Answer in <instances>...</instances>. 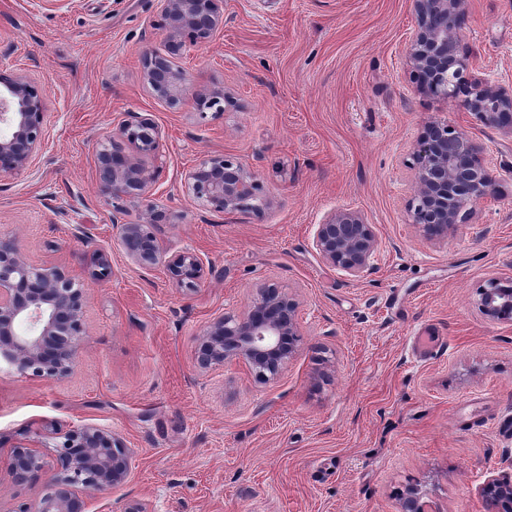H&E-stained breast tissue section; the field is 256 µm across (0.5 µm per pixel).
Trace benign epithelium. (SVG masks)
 <instances>
[{
  "label": "benign epithelium",
  "instance_id": "obj_1",
  "mask_svg": "<svg viewBox=\"0 0 512 512\" xmlns=\"http://www.w3.org/2000/svg\"><path fill=\"white\" fill-rule=\"evenodd\" d=\"M166 53H142L144 78L153 93L173 108L193 98L216 112L235 106L231 92L209 96L192 90L175 59L193 46L209 43L224 25L218 0H157ZM416 29L408 45L411 77L418 91L439 100L454 99L482 123L512 134V87L492 85L473 71L460 33L466 0H412ZM47 89L29 76L0 73V174L28 169L45 140ZM160 133L148 118L123 120L95 154L99 178L112 195V223L127 257L139 267H164L178 287L194 290L203 276L199 255L186 249L169 253L159 227L171 216L154 197V173L147 165L158 156ZM415 191L411 223L432 241H443L470 215L467 206L491 198L495 184L485 149L466 131L431 120L413 154ZM187 195L206 210L234 215L267 205L258 180L231 157L211 156L190 170ZM137 201L143 218L121 223L124 204ZM313 247L327 264L349 277L369 266L377 250L372 226L361 213L341 209L317 225ZM84 288L57 266H34L15 240L0 239V358L17 371L48 379L69 374L89 342L83 311ZM478 306L493 320H512V277H491L479 290ZM299 302L274 284L256 289L239 315H218L199 338L196 361L204 370L231 362L244 364L256 379H277L299 351ZM133 452L111 432L94 425L69 431L57 445L56 466L36 449L22 447L0 472L14 482L36 473L47 477L49 492L35 512H89L91 494L115 489L131 477ZM488 512L512 508V473L488 478L479 488ZM401 512H428L411 489Z\"/></svg>",
  "mask_w": 512,
  "mask_h": 512
}]
</instances>
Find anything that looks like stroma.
<instances>
[{
  "mask_svg": "<svg viewBox=\"0 0 512 512\" xmlns=\"http://www.w3.org/2000/svg\"><path fill=\"white\" fill-rule=\"evenodd\" d=\"M224 26L177 64L198 87L229 88L225 112L172 109L141 53L165 49L157 0H0V70L48 90L32 167L0 176V237L84 289L90 336L57 379L0 363V460L81 425L135 455L94 512H399L416 489L428 512H485L489 477L512 471V320L492 321L478 290L512 276V135L456 101L420 93L407 48L411 0H221ZM463 43L486 82L512 85V0H470ZM161 134L154 192L172 215L169 252L195 250L193 291L124 252L95 153L130 115ZM483 143L494 198L447 240L409 222L412 152L428 120ZM240 160L270 204L227 216L199 207L184 177L203 159ZM359 211L378 250L353 279L312 246L315 226ZM112 274L93 278L95 253ZM270 283L300 303L301 345L282 374L202 371L196 338L244 311ZM44 476L0 479V512L45 493Z\"/></svg>",
  "mask_w": 512,
  "mask_h": 512,
  "instance_id": "35a3bbf8",
  "label": "stroma"
}]
</instances>
